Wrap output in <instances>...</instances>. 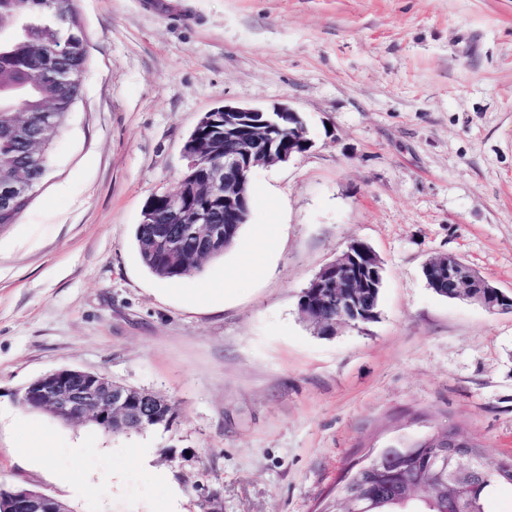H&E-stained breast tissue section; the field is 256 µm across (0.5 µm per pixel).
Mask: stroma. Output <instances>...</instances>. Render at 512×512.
<instances>
[{"instance_id": "stroma-1", "label": "stroma", "mask_w": 512, "mask_h": 512, "mask_svg": "<svg viewBox=\"0 0 512 512\" xmlns=\"http://www.w3.org/2000/svg\"><path fill=\"white\" fill-rule=\"evenodd\" d=\"M88 68L49 170L0 228V482L71 512H155L139 433L29 411L58 368L164 395L147 434L186 512H321L342 471L397 434L454 423L512 459V312L437 295L452 253L512 295V0H77ZM301 119L311 148L250 175V218L200 274L154 276L135 230L176 191L200 117ZM271 247L254 276L240 253ZM355 239L385 268L379 317L316 335L298 299ZM224 300L197 299L199 285ZM34 424L52 467L15 455ZM123 473L77 497L53 469Z\"/></svg>"}]
</instances>
